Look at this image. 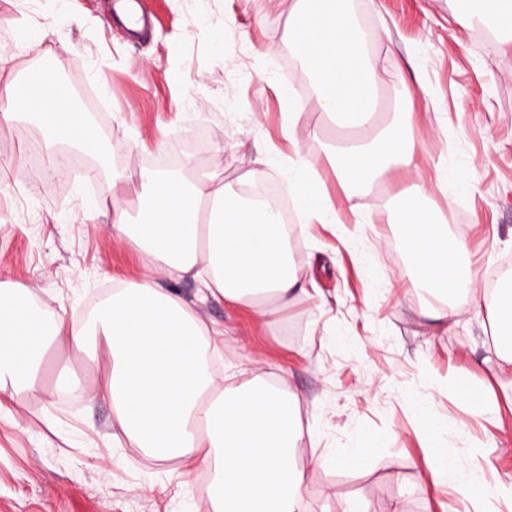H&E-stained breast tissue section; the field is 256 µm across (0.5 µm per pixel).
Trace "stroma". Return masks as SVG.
<instances>
[{
  "label": "stroma",
  "instance_id": "obj_1",
  "mask_svg": "<svg viewBox=\"0 0 512 512\" xmlns=\"http://www.w3.org/2000/svg\"><path fill=\"white\" fill-rule=\"evenodd\" d=\"M111 5L0 0V52L10 56L0 85L61 57L109 148L95 170L19 176L12 163L39 131L0 124V281L28 282L34 304L80 330L84 307L116 280L157 281L218 323L211 358L225 385L259 377L301 399L304 512H342L350 500L370 512H507L432 477L419 401L449 456L471 460L487 482L512 480V374L489 362L486 319L471 300L449 304L447 327L423 318L425 297L384 204L413 184L431 187L428 203L466 243L478 285L512 273V35L482 22L459 30L452 14L467 0H354L379 92L407 112L422 159L349 197L326 160L336 121L295 63L287 0H143L155 22L140 39L111 27ZM295 111L302 153L341 221L298 235V265L314 269L317 292L275 320L200 299L198 281L165 277L106 225L84 221L83 204L113 176L136 181L138 163L177 151L208 167L222 157L224 181L264 178L290 196L298 172L285 129ZM108 372L107 360L85 362L64 339L43 358V392L0 405V512H212L200 471L157 464L114 434L99 394ZM364 437L373 447L362 468L330 462Z\"/></svg>",
  "mask_w": 512,
  "mask_h": 512
}]
</instances>
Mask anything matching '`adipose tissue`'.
<instances>
[{
	"mask_svg": "<svg viewBox=\"0 0 512 512\" xmlns=\"http://www.w3.org/2000/svg\"><path fill=\"white\" fill-rule=\"evenodd\" d=\"M293 44L305 60L323 111L358 131L327 161L346 193L387 183L400 169L419 165L417 138L401 113L379 125L374 112L378 64L362 47L340 0H289ZM45 70L27 81L0 87V120L36 123L47 163L58 171L55 148L84 151L97 144L79 127L85 115L42 97L54 82ZM148 207L131 219L113 184L111 200L91 204L85 218H105L116 240L135 246L149 265L171 279L203 282L212 296L270 317L308 292L294 263L288 235L269 204L249 201L241 187L183 171L143 170L139 178ZM295 204L306 223L334 224L335 204L318 176L295 180ZM418 185L390 213L413 271L414 286L432 299L427 316L448 324V300L479 290L463 264L464 241L450 236ZM31 287L0 282V395L40 388L43 356L62 336L76 350L101 336L112 356V373L100 390L112 403V426L132 447L158 463L210 473L213 512H302L305 471L296 460L304 432L300 401L286 387L255 379L226 388L213 374L208 351L217 326L201 321L176 293L150 281L120 280L92 315L87 333L69 331L64 316L30 304ZM487 321L496 366L512 369V285L499 289ZM428 449L437 477H452L464 491L512 502V483L483 487L472 464L449 457L436 437Z\"/></svg>",
	"mask_w": 512,
	"mask_h": 512,
	"instance_id": "1",
	"label": "adipose tissue"
}]
</instances>
